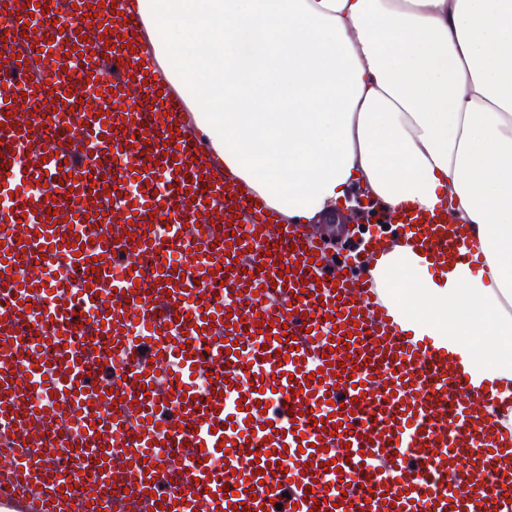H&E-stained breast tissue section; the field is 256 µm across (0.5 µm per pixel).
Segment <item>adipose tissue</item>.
I'll return each mask as SVG.
<instances>
[{"label":"adipose tissue","mask_w":512,"mask_h":512,"mask_svg":"<svg viewBox=\"0 0 512 512\" xmlns=\"http://www.w3.org/2000/svg\"><path fill=\"white\" fill-rule=\"evenodd\" d=\"M155 48L225 166L293 224L361 183L452 204L474 261L405 240L369 272L474 383L512 380V0H146Z\"/></svg>","instance_id":"1"}]
</instances>
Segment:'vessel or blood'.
I'll list each match as a JSON object with an SVG mask.
<instances>
[{
    "mask_svg": "<svg viewBox=\"0 0 512 512\" xmlns=\"http://www.w3.org/2000/svg\"><path fill=\"white\" fill-rule=\"evenodd\" d=\"M24 4L37 24L19 41L0 0V442L20 446L0 457V504L512 512L496 421L512 381L474 385L354 276L390 236L331 267L312 227L245 191L156 57L143 0ZM385 221L437 260L467 245L444 212ZM61 446L75 455L55 469ZM92 474L122 503L78 498Z\"/></svg>",
    "mask_w": 512,
    "mask_h": 512,
    "instance_id": "b4317fda",
    "label": "vessel or blood"
}]
</instances>
